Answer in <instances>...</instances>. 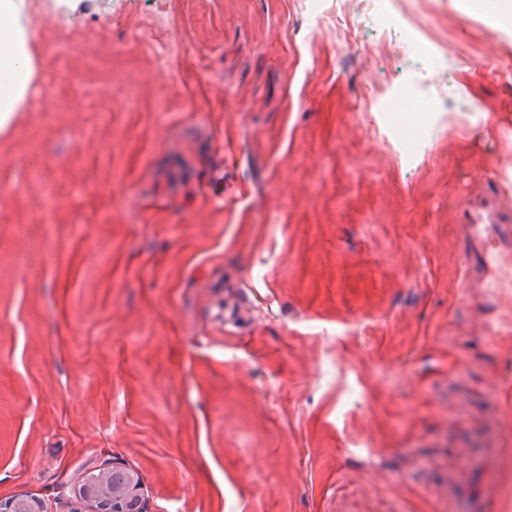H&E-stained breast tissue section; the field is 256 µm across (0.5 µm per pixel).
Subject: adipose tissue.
<instances>
[{
    "mask_svg": "<svg viewBox=\"0 0 512 512\" xmlns=\"http://www.w3.org/2000/svg\"><path fill=\"white\" fill-rule=\"evenodd\" d=\"M25 0H0V130L29 104L36 74Z\"/></svg>",
    "mask_w": 512,
    "mask_h": 512,
    "instance_id": "1",
    "label": "adipose tissue"
}]
</instances>
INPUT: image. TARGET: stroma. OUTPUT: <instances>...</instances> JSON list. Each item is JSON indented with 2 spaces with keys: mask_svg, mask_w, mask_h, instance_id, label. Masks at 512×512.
<instances>
[{
  "mask_svg": "<svg viewBox=\"0 0 512 512\" xmlns=\"http://www.w3.org/2000/svg\"><path fill=\"white\" fill-rule=\"evenodd\" d=\"M0 132V499L512 512V30L471 0H25ZM502 121L483 133L469 118ZM25 0H0V130L29 104L36 74ZM461 222L466 224L475 236L484 235V247L473 261L469 255L463 256V265L467 275L474 267L493 271L495 276L488 288L512 287V217L501 211L494 204H487L479 209H464ZM499 277H496V274ZM135 475L132 471L122 470L121 475H112L108 471L104 470H89L83 472L81 479L80 492L85 497L92 498L98 495L105 485H112V497H128L134 490L135 487L140 483V479L137 475V481L135 484H129L128 475ZM112 497H99L94 500H88L93 503L92 512H112L113 501Z\"/></svg>",
  "mask_w": 512,
  "mask_h": 512,
  "instance_id": "35a3bbf8",
  "label": "stroma"
}]
</instances>
